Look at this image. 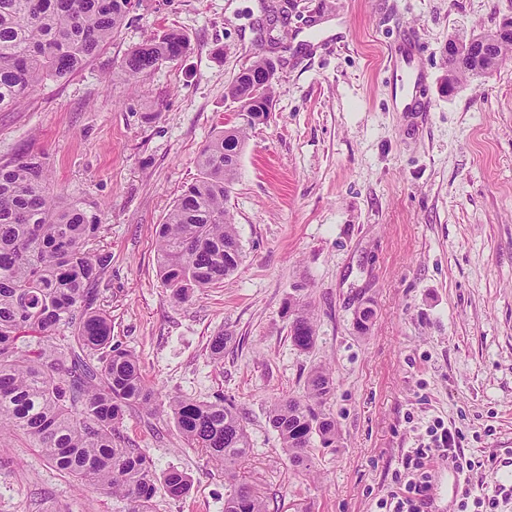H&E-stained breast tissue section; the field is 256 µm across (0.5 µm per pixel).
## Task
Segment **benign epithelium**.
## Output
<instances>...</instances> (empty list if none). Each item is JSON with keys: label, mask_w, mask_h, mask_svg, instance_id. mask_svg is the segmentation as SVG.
<instances>
[{"label": "benign epithelium", "mask_w": 512, "mask_h": 512, "mask_svg": "<svg viewBox=\"0 0 512 512\" xmlns=\"http://www.w3.org/2000/svg\"><path fill=\"white\" fill-rule=\"evenodd\" d=\"M512 40V16L504 19L491 31H480L465 40L448 39V80L445 81L444 91L448 94L456 90V73L469 70L481 72L480 65L484 58L493 54L499 44ZM234 116L240 121H251L259 124L265 121V114L252 112L247 104L238 102Z\"/></svg>", "instance_id": "1"}]
</instances>
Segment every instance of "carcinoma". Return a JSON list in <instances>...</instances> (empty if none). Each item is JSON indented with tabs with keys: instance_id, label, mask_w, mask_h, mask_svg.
I'll return each instance as SVG.
<instances>
[{
	"instance_id": "obj_1",
	"label": "carcinoma",
	"mask_w": 512,
	"mask_h": 512,
	"mask_svg": "<svg viewBox=\"0 0 512 512\" xmlns=\"http://www.w3.org/2000/svg\"><path fill=\"white\" fill-rule=\"evenodd\" d=\"M131 0H0V111L33 95L46 81L79 70L123 26ZM190 50L175 30L154 34L130 50L123 68L134 80ZM275 69L255 60L228 85L226 97H249L250 74ZM252 123L218 131L199 153V177L187 185L156 227L157 268L176 302H185L233 274L243 261L236 224L224 206L238 176ZM103 211L55 193L43 156L0 163V439L20 432L48 463L78 484L92 483L125 499L128 512H154L158 491L188 495L190 476L170 468L156 475L150 458L121 428L133 406L154 396L137 357L112 343V319L99 304V285L112 263L101 245ZM290 339L314 347L313 315L288 305ZM334 390L318 367L303 394L271 405L269 421L291 466L303 469L315 444L336 443V421L323 413ZM172 419L187 444L224 469L230 492L224 512H269L241 475L251 448L234 405L171 397Z\"/></svg>"
}]
</instances>
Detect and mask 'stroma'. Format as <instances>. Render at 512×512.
I'll use <instances>...</instances> for the list:
<instances>
[{
  "instance_id": "35a3bbf8",
  "label": "stroma",
  "mask_w": 512,
  "mask_h": 512,
  "mask_svg": "<svg viewBox=\"0 0 512 512\" xmlns=\"http://www.w3.org/2000/svg\"><path fill=\"white\" fill-rule=\"evenodd\" d=\"M507 16L512 0H134L82 69L0 112V162L45 156L59 195L105 209L100 303L155 396L129 410L123 433L156 473L176 467L192 481L184 499L157 496L155 512H223L229 492L223 469L177 430L174 395L220 393L240 409L252 448L243 470L270 512H376L436 419L486 460L473 483L512 471V48L491 74L442 89L449 38ZM165 29L190 52L129 81L126 53ZM412 42L424 106L397 112L390 57ZM259 57L279 81L226 201L243 262L173 303L156 226L232 119L226 86ZM295 301L316 322L307 352L290 340ZM365 306L374 317L362 332ZM320 365L335 382L324 410L336 445L296 469L268 410ZM127 509L24 438L0 443V512Z\"/></svg>"
}]
</instances>
